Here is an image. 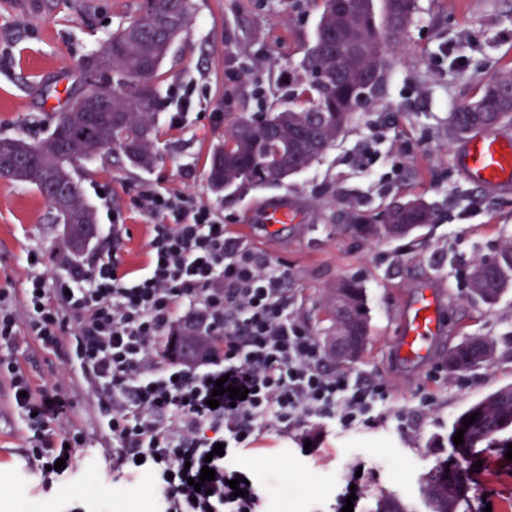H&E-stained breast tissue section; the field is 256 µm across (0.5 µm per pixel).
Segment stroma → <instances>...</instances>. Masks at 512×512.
<instances>
[{
    "label": "stroma",
    "mask_w": 512,
    "mask_h": 512,
    "mask_svg": "<svg viewBox=\"0 0 512 512\" xmlns=\"http://www.w3.org/2000/svg\"><path fill=\"white\" fill-rule=\"evenodd\" d=\"M143 0H0V138L31 142L47 136L71 93L81 89L79 66L113 29L133 19ZM192 22L174 42L158 72L154 111L159 162L148 171L115 152L83 162L74 175L82 199L97 217L98 235L82 263L112 248V216L124 221L122 255L130 266L145 259L151 217L133 204L142 193L194 196L224 214L231 230L288 273L294 315L313 336L328 324L319 309L328 289L344 280L364 291L369 342L353 370L390 387L385 418L354 434L327 435L306 454L289 441L287 459L245 453L242 467L264 484L258 512H341L350 483L359 493L354 512L392 495L427 512L420 492L425 475L449 454L448 431L468 405L512 384V287L494 306L469 295L467 272L476 258H492L512 239V186L485 187L458 163L462 139L448 133V117L475 98L484 83L512 71V0H418L404 48L392 54L383 93L358 107L346 132L319 159L287 179L240 191H212L208 167L224 140L230 115L254 117L288 102L306 75L300 67L312 45L322 0H191ZM180 115L178 125L170 118ZM424 199L435 223L403 236L369 240L347 220L394 200ZM284 206L294 222L266 224L265 212ZM37 253L52 279L68 275L70 255L62 225L31 185L0 178V290L23 302ZM426 288L439 290L450 326L431 361L400 364L396 329L407 306ZM470 336L498 343L492 364L448 374L443 358ZM17 355L33 391L43 390L63 358L19 326ZM94 386L72 396L67 419L83 428L85 447L75 460V482L43 492L27 477L24 423L0 388V512H58L61 502L90 506L112 500L114 512H156L152 479L141 474L117 484L103 462L110 441L93 422ZM433 396L424 407L425 396ZM407 413L401 429L398 413ZM469 468V512H512V461L498 449L480 453Z\"/></svg>",
    "instance_id": "35a3bbf8"
}]
</instances>
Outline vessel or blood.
Listing matches in <instances>:
<instances>
[{"instance_id":"obj_1","label":"vessel or blood","mask_w":512,"mask_h":512,"mask_svg":"<svg viewBox=\"0 0 512 512\" xmlns=\"http://www.w3.org/2000/svg\"><path fill=\"white\" fill-rule=\"evenodd\" d=\"M467 175L478 184L496 186L512 182V140L483 130L467 140L460 157ZM446 330L438 291L421 293L408 308L394 341L397 357L408 364L431 359Z\"/></svg>"}]
</instances>
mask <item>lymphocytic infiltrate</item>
I'll return each instance as SVG.
<instances>
[{
  "label": "lymphocytic infiltrate",
  "instance_id": "obj_1",
  "mask_svg": "<svg viewBox=\"0 0 512 512\" xmlns=\"http://www.w3.org/2000/svg\"><path fill=\"white\" fill-rule=\"evenodd\" d=\"M154 217L146 261L129 268L121 256L122 225L112 227L111 253L68 278L48 281L31 260L23 313L0 291V342L14 344L18 315L44 347L69 338L68 365L49 389L31 394L17 358L0 359L11 403L25 427L28 459L44 488L63 480L57 459L76 453L84 433L54 428L67 414L72 368L94 381L97 421L112 438V478L150 474L161 512H255L262 483L238 468L242 452L270 456L260 440L297 438L311 424L322 433L375 424L389 398L386 383L330 366L315 336L293 316L288 274L231 235L223 216L189 195L154 193L137 201ZM191 324L203 333L194 355L168 360L163 340ZM247 388L246 399L220 396L216 382ZM223 454H213L216 444ZM214 470L207 491H195L202 467ZM243 480L233 496L230 480Z\"/></svg>",
  "mask_w": 512,
  "mask_h": 512
}]
</instances>
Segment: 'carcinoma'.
<instances>
[{
  "mask_svg": "<svg viewBox=\"0 0 512 512\" xmlns=\"http://www.w3.org/2000/svg\"><path fill=\"white\" fill-rule=\"evenodd\" d=\"M419 6L417 0H382L375 11L373 0H323L315 40L334 34L330 54L317 55L308 49L302 67L343 70L344 75L321 91L311 82L301 88L302 100L275 108L263 116L273 126L267 139L241 118L229 121L224 143L210 156L208 181L221 192L231 187L277 183L308 167L329 149L348 126L359 99V81L363 70L376 66L386 72L389 51L405 41ZM190 0H144L141 14L119 26L81 63L89 81L85 98L112 93V113L91 121L84 112L60 113L53 130L42 140L29 143L21 138H0V158L14 161L27 173L24 183L34 186L48 201L65 195L69 208L56 213V219L70 226V247L93 234L94 211L83 203L80 187L73 177L83 161L116 148L126 161L140 169L152 167L158 160L153 116L158 103L156 76L172 43L191 23ZM512 73L489 79L475 99L456 107L450 127L458 135L481 128H499L512 122ZM290 121L279 122L283 113ZM359 228L383 224H409L414 228L434 220L431 205L417 200L394 201L380 211V216L352 214ZM484 268L481 285L472 295L486 305L495 304L512 285V241L496 255L478 259ZM347 300L336 305V290L328 292L323 310L329 322V334L343 315L367 321L362 288L345 282ZM478 414L469 426L471 445L457 446L453 437L464 427L462 419ZM489 448H505L512 443V385L502 386L467 406L448 432L449 456L439 461L427 474L423 496L429 512H467L468 487L463 477L474 459L477 443ZM455 463L462 477L448 478V464ZM370 512H414L395 497L376 498Z\"/></svg>",
  "mask_w": 512,
  "mask_h": 512,
  "instance_id": "1",
  "label": "carcinoma"
}]
</instances>
